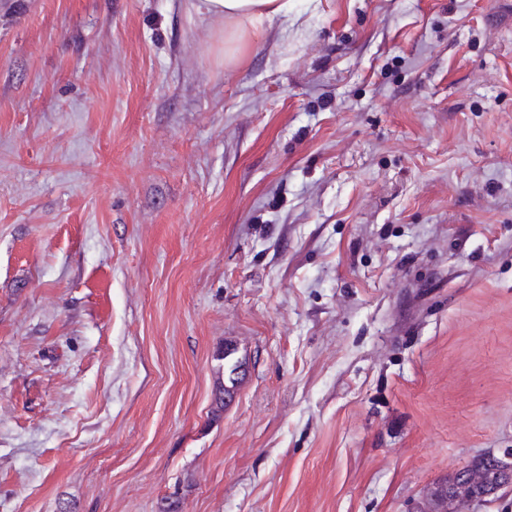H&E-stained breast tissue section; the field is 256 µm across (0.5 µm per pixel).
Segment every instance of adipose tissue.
<instances>
[{"label":"adipose tissue","mask_w":512,"mask_h":512,"mask_svg":"<svg viewBox=\"0 0 512 512\" xmlns=\"http://www.w3.org/2000/svg\"><path fill=\"white\" fill-rule=\"evenodd\" d=\"M196 10L224 21L220 45L228 63L236 59L245 41L264 23L278 19L296 24L301 20L292 0H200Z\"/></svg>","instance_id":"1"}]
</instances>
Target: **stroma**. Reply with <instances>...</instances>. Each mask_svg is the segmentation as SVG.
<instances>
[{"label":"stroma","mask_w":512,"mask_h":512,"mask_svg":"<svg viewBox=\"0 0 512 512\" xmlns=\"http://www.w3.org/2000/svg\"><path fill=\"white\" fill-rule=\"evenodd\" d=\"M308 2L227 65L189 0H0V512H416L512 448V0Z\"/></svg>","instance_id":"obj_1"}]
</instances>
